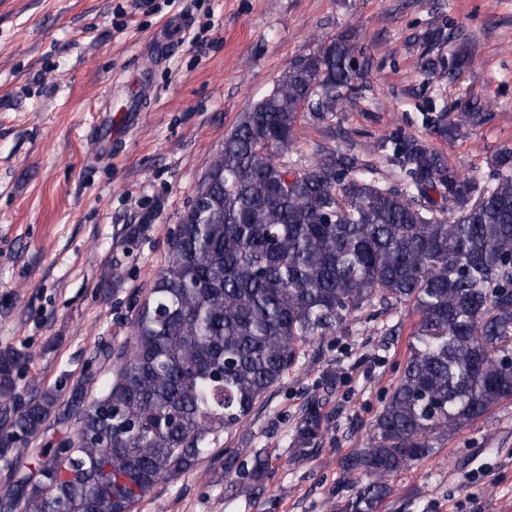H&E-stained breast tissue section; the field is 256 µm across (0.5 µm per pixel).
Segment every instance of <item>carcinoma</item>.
Listing matches in <instances>:
<instances>
[{"instance_id":"carcinoma-1","label":"carcinoma","mask_w":512,"mask_h":512,"mask_svg":"<svg viewBox=\"0 0 512 512\" xmlns=\"http://www.w3.org/2000/svg\"><path fill=\"white\" fill-rule=\"evenodd\" d=\"M435 24L419 37L426 80H455L466 64L441 48ZM361 35L348 29L292 63L272 92L243 113L207 164L202 211L189 209L170 255L139 306L131 342L100 398L75 389L68 453L36 454L60 394L21 402L27 354L0 350V458L30 459L34 474L0 488V512H134L161 480L195 467L242 425L313 339L355 315L411 306L417 316L400 379L348 458L366 480L341 512H378L387 478L435 455L448 437L512 400V365L497 344L512 338V150L490 174L466 179L425 141L396 130L378 149L400 189L358 157L318 146L289 157L305 105L332 121L358 87ZM482 106L427 108L425 127L447 140L478 126ZM328 423L309 404L291 434L295 459L318 451ZM228 449L224 475L260 483L262 452Z\"/></svg>"}]
</instances>
